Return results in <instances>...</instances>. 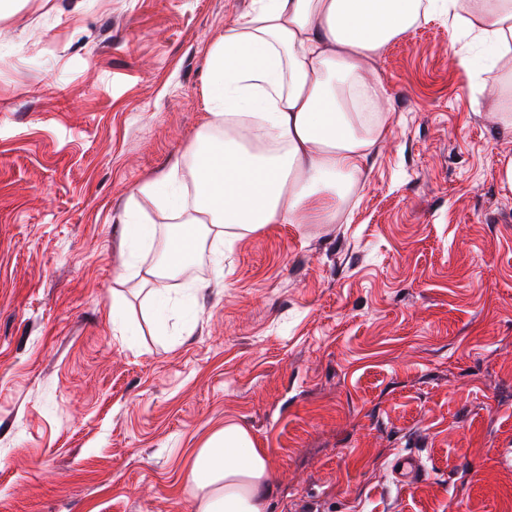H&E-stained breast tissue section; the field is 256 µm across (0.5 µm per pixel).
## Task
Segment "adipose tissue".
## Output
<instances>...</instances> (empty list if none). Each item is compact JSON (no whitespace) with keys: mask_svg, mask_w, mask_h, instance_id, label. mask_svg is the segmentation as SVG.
Listing matches in <instances>:
<instances>
[{"mask_svg":"<svg viewBox=\"0 0 512 512\" xmlns=\"http://www.w3.org/2000/svg\"><path fill=\"white\" fill-rule=\"evenodd\" d=\"M438 13L498 60L512 55V0H254L209 51L211 119L191 152L192 194H183L178 159L136 187L132 205L172 189L173 231L153 266L126 265L120 280L174 277L210 224L237 238L270 224L335 222L389 136L376 62ZM186 482L197 512H268L276 490L266 450L235 422L196 449Z\"/></svg>","mask_w":512,"mask_h":512,"instance_id":"adipose-tissue-1","label":"adipose tissue"}]
</instances>
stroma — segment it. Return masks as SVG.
Here are the masks:
<instances>
[{"instance_id": "35a3bbf8", "label": "stroma", "mask_w": 512, "mask_h": 512, "mask_svg": "<svg viewBox=\"0 0 512 512\" xmlns=\"http://www.w3.org/2000/svg\"><path fill=\"white\" fill-rule=\"evenodd\" d=\"M253 0H7L0 18V512H195L224 422L269 512H512V133L490 46L433 17L376 64L390 135L334 224L204 237L168 298L125 263L145 179L209 118L210 47ZM126 305L112 320V296ZM426 469L404 484L397 454Z\"/></svg>"}]
</instances>
